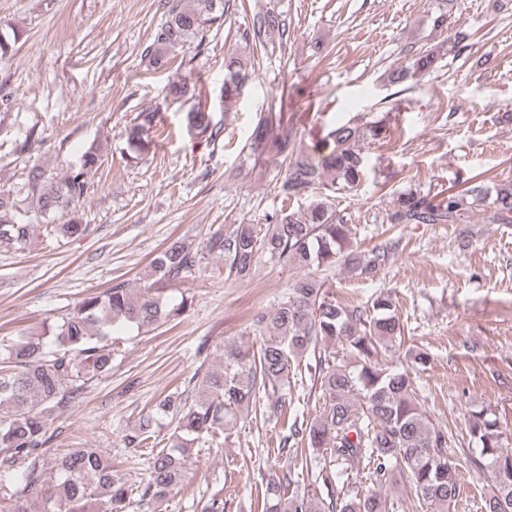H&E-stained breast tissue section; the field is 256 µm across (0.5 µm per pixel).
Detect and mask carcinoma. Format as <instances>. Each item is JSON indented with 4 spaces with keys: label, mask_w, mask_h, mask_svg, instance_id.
Returning a JSON list of instances; mask_svg holds the SVG:
<instances>
[{
    "label": "carcinoma",
    "mask_w": 512,
    "mask_h": 512,
    "mask_svg": "<svg viewBox=\"0 0 512 512\" xmlns=\"http://www.w3.org/2000/svg\"><path fill=\"white\" fill-rule=\"evenodd\" d=\"M165 0L168 18L141 51L151 67H161L191 42L203 43L204 30L224 24L230 0ZM453 0H428L432 30L444 40L435 45L412 44L402 50L403 62L387 81L403 85L419 81L438 68L445 52L460 54L470 35L449 28ZM285 16L271 6L255 15L253 26L238 32L239 40L257 43L267 32L285 34ZM247 59L224 57V102L240 96L238 79L251 77ZM197 75H176L164 88L162 103L188 105L185 122L197 137H217L201 104ZM160 106L137 113L126 125L128 149L139 156L150 151L159 123ZM378 125L348 120L322 138L319 156L297 139L294 125L271 101L248 141L254 163L281 167L276 185L285 200L309 194L303 209L281 212L273 223L237 224L216 231L206 242L210 253L224 257L228 275L250 274L266 253L301 269L326 271L344 265L359 276H373L403 251L399 236L389 235L372 248L354 247L348 219L338 213L334 194L355 191L366 173L363 149L375 143ZM100 149L90 145L77 163L56 171L35 161L21 187L0 188V245L23 248L39 221L67 212L90 189L88 175L99 168ZM465 188L436 200L421 193H402L386 211L384 224H466L481 215L488 224H512V183L489 192L468 177ZM60 239L78 238L86 226L73 218L52 226ZM201 250L178 239L157 253L150 264L155 281L175 282L200 265ZM183 301L172 304L152 286L139 291L124 281L94 293L49 334L28 332L0 340V486L13 498L10 512H152L154 504L182 483L185 454L193 444L218 443L220 435L257 410L280 416L288 404V385L303 366L325 400L323 411L306 422L293 421L279 441L286 456L275 477L266 483L268 512H392L389 490L409 485L414 508L450 512L460 494L457 464L452 460L448 429L433 422L421 408L413 372L428 363L414 348L404 352L405 365L386 360L402 345L403 327L388 293L364 305H347L330 294L328 284L310 275L295 279L270 312H258L251 323L262 337L259 349L245 340L223 345L217 364L200 365L192 389L171 393L155 403L152 415L129 428L127 448H142L155 437L157 420L174 423L164 447L152 455L149 478L135 488L115 478L112 458L97 448H77L52 461L47 457L50 423L63 415L96 379L112 372V329L122 324L150 327L181 315ZM471 467L492 478L481 512H512V450L503 445L497 419L480 411L468 422ZM309 460H328L316 472L314 491L295 487L298 451ZM357 465L371 487L361 493L340 485L341 476ZM57 477L47 482L49 469Z\"/></svg>",
    "instance_id": "cac0c4a2"
}]
</instances>
